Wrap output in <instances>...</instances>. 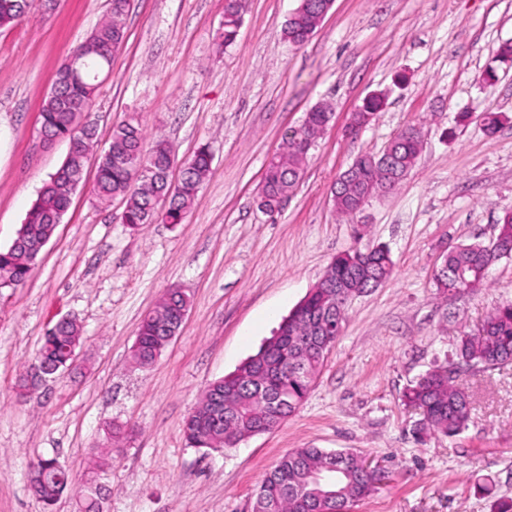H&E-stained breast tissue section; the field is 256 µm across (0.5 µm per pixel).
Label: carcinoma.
Here are the masks:
<instances>
[{
  "mask_svg": "<svg viewBox=\"0 0 512 512\" xmlns=\"http://www.w3.org/2000/svg\"><path fill=\"white\" fill-rule=\"evenodd\" d=\"M315 8L293 14L284 27L286 38L303 44L316 32L323 12L332 0H310ZM32 0H0V29L14 27L31 16ZM128 0H109V17L73 54V68L58 71L60 84L42 107L41 130L46 134L79 142L40 190L20 226L22 235L0 250V288H18L30 278L46 244L54 236L77 189L87 176L86 157L96 139V129L82 123L92 110L100 77L112 70V55L124 45L122 16ZM242 21L238 10L224 15L219 47L233 44ZM325 105L306 113L300 132L291 136L267 165L261 189V206L272 211L291 191L304 172L311 138L331 119ZM112 150L101 153L96 165L93 191L101 201L119 198L124 203L122 222L132 229L161 221L181 224L210 172L212 155L206 146L179 162L166 141L146 145L145 133L131 118L112 130ZM420 139L406 140L397 133L379 154L361 153L355 170H345L336 179L332 201L336 210L353 215L360 204L395 188L415 166ZM181 163L180 176L172 180L173 166ZM512 255V212L497 224V235L489 243L472 242L448 249L442 256L444 274L435 277L445 292L468 291L482 285V270L498 259ZM393 261L384 246L353 249L336 255L327 276L283 319L287 336L269 350L259 348L234 373L211 382L198 405L187 416L182 433L187 446L222 450L236 445L256 431L278 428L306 400L336 336L323 325L343 324L349 299L377 288L391 275ZM187 295L178 290L162 297L142 318L133 357L150 366L162 355L165 337L178 327L179 312L188 309ZM82 341L79 325L71 320L46 332L37 358L47 366H69L70 349ZM454 367L462 373L485 371L512 361V303L496 308L476 334L460 337ZM455 371V372H457ZM455 372L439 368L420 377L403 393V404L421 411L419 433L454 436L470 419V398L457 383ZM362 453L355 449L326 451L294 448L265 473L254 495L252 512H350L354 503L368 497L378 486L358 465ZM335 468L334 479L315 481V476ZM36 495L52 505L73 491L78 512H102L99 489L83 490L58 461L39 458Z\"/></svg>",
  "mask_w": 512,
  "mask_h": 512,
  "instance_id": "cac0c4a2",
  "label": "carcinoma"
}]
</instances>
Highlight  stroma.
Here are the masks:
<instances>
[{
	"label": "stroma",
	"mask_w": 512,
	"mask_h": 512,
	"mask_svg": "<svg viewBox=\"0 0 512 512\" xmlns=\"http://www.w3.org/2000/svg\"><path fill=\"white\" fill-rule=\"evenodd\" d=\"M298 5L248 0L236 42L220 50L224 0H132L92 108L99 137L134 117L179 158L207 146L212 172L184 223L137 230L119 201L100 203L85 184L27 284L0 289V512H77L74 494L50 507L38 499L31 462L56 458L81 483L107 449L104 512H251L265 472L305 446L357 449L388 473L351 512H496L512 501V363L460 377L472 412L458 435L416 438L421 415L401 402L512 302V256L471 291L434 282L448 247L489 242L512 212V62L496 60L512 43V0H334L295 45L283 29ZM107 11L108 0H58L48 14L36 2L29 21L0 29V249L69 149L40 135L53 75ZM378 92L383 110L347 134L350 112ZM321 102L334 118L301 181L278 210L262 209L269 159ZM488 111L503 115L492 134L480 121ZM409 125L423 135L409 175L362 211L337 213V176ZM376 245L393 272L349 301L299 411L231 448L188 447L182 424L206 386L274 335L337 254ZM173 287L189 295L188 316L159 360L138 367L139 323ZM64 316L82 327L78 366L19 395L20 374Z\"/></svg>",
	"instance_id": "stroma-1"
}]
</instances>
